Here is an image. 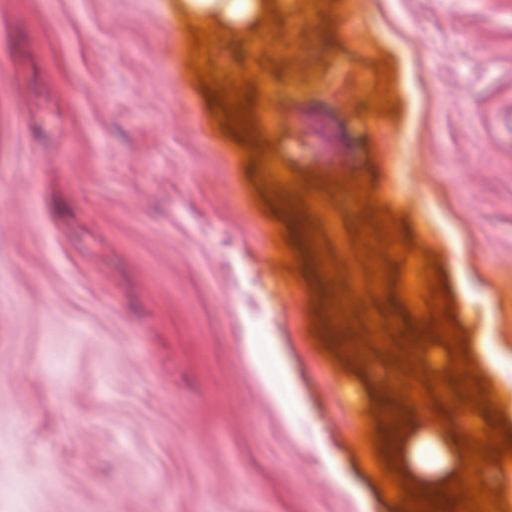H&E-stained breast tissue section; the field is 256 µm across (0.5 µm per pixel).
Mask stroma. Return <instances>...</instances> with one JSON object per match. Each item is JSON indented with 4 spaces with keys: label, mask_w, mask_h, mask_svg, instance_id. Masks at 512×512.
<instances>
[{
    "label": "stroma",
    "mask_w": 512,
    "mask_h": 512,
    "mask_svg": "<svg viewBox=\"0 0 512 512\" xmlns=\"http://www.w3.org/2000/svg\"><path fill=\"white\" fill-rule=\"evenodd\" d=\"M194 27L179 0H0V512H402L375 465L419 473L337 386L399 401L402 366L326 304L382 210L447 296H490L512 355V0H264L251 37L211 28L212 82L256 71L248 141ZM403 278L353 319L414 333ZM270 336L288 417L251 367Z\"/></svg>",
    "instance_id": "stroma-1"
}]
</instances>
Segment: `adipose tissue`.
Segmentation results:
<instances>
[{"mask_svg":"<svg viewBox=\"0 0 512 512\" xmlns=\"http://www.w3.org/2000/svg\"><path fill=\"white\" fill-rule=\"evenodd\" d=\"M181 11L206 25H218L229 33L244 30L259 6V0H180ZM458 296L464 307V318L472 326L467 357L476 372L496 374L502 354L493 334L494 322L489 296L474 297L467 283H460ZM418 423L406 435L398 437L397 447L406 461L424 475L442 471L457 473L464 469L461 448L449 447L448 441L431 419V406L415 407Z\"/></svg>","mask_w":512,"mask_h":512,"instance_id":"adipose-tissue-1","label":"adipose tissue"}]
</instances>
